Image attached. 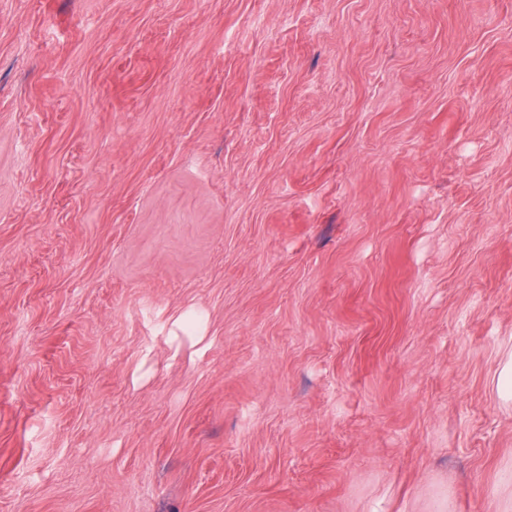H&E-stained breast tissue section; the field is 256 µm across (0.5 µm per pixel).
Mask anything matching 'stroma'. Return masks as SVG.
Here are the masks:
<instances>
[{
  "label": "stroma",
  "instance_id": "35a3bbf8",
  "mask_svg": "<svg viewBox=\"0 0 512 512\" xmlns=\"http://www.w3.org/2000/svg\"><path fill=\"white\" fill-rule=\"evenodd\" d=\"M512 0H0V512H512Z\"/></svg>",
  "mask_w": 512,
  "mask_h": 512
}]
</instances>
